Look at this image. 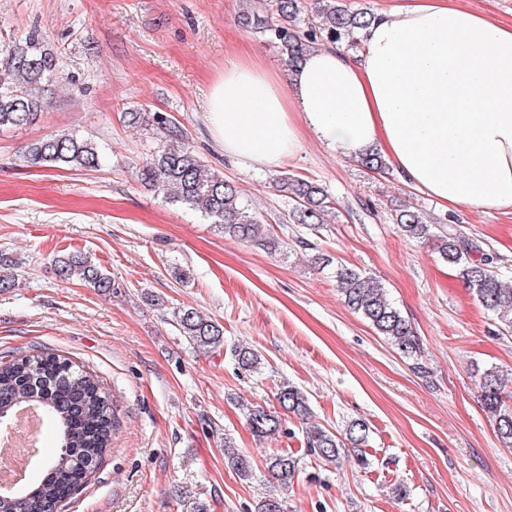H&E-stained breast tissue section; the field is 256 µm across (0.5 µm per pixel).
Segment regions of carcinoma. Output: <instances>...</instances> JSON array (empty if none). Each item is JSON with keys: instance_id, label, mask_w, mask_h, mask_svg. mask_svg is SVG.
<instances>
[{"instance_id": "carcinoma-1", "label": "carcinoma", "mask_w": 512, "mask_h": 512, "mask_svg": "<svg viewBox=\"0 0 512 512\" xmlns=\"http://www.w3.org/2000/svg\"><path fill=\"white\" fill-rule=\"evenodd\" d=\"M371 18L372 14L353 10L341 0H314L311 8L306 0H276L273 19L257 12L244 15L246 25L275 44L290 67L319 41L358 44ZM6 53L0 66V130L32 124L49 88L67 81L58 54L36 31L6 48ZM123 119L130 127L151 131L156 140L155 150L140 164L137 177L164 202L200 213L226 237L261 241L274 250L280 247L269 225L243 204L238 187L208 169L187 145L180 123L160 112L129 111L123 113ZM22 157L30 167L93 171L102 165L104 152L91 137L62 132L28 144ZM275 184L288 198L289 223L318 227L328 223V217H336L335 201L319 183L281 174ZM389 221L406 238L434 243L439 257L456 267L478 302L496 316L503 330L512 333V287L490 270L479 246L418 209H393ZM53 261L63 281H78L101 293L115 287L109 272L85 252H63ZM13 269V261L1 256L0 291L17 285ZM335 278L347 308L361 315L401 354L418 359L421 348L416 331L378 280L347 265L336 268ZM173 317L194 352L213 355L224 350V328L215 320L185 306L175 309ZM231 355L245 372H254L262 365V355L248 346H236ZM476 376L482 405L494 421L497 436L504 447L511 448L512 393L506 390L507 378L496 367ZM275 400L276 410L262 405L244 407L247 427L259 441L288 433L284 414L305 423L301 434L306 455L325 465H338L346 444L357 449L368 441L370 429L361 420L351 422L341 435L308 422L309 398L289 382L279 385ZM29 404L44 413L57 448L41 458L42 478L11 493H0V512H59L63 502L86 486L107 454L116 427L114 406L92 373L60 354L44 351L0 363V427L16 409ZM224 459L240 479L252 477L251 459L229 437L224 438ZM300 462L295 454L280 452L270 454L265 466L278 485L287 486L299 471Z\"/></svg>"}]
</instances>
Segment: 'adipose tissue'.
<instances>
[{
  "instance_id": "ef3b65f1",
  "label": "adipose tissue",
  "mask_w": 512,
  "mask_h": 512,
  "mask_svg": "<svg viewBox=\"0 0 512 512\" xmlns=\"http://www.w3.org/2000/svg\"><path fill=\"white\" fill-rule=\"evenodd\" d=\"M205 121L248 166L278 167L310 135L339 158L379 152L448 212L512 213V24L460 0H403L356 54L328 43L280 71L226 59Z\"/></svg>"
}]
</instances>
